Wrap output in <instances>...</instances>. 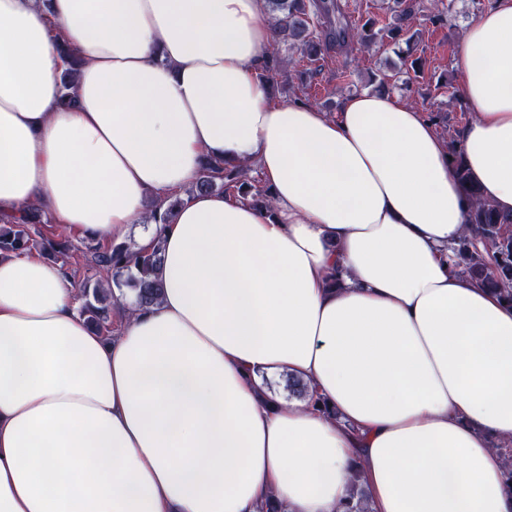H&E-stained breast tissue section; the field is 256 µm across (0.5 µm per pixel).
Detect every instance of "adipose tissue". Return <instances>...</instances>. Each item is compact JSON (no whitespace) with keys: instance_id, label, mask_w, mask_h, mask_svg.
<instances>
[{"instance_id":"adipose-tissue-1","label":"adipose tissue","mask_w":512,"mask_h":512,"mask_svg":"<svg viewBox=\"0 0 512 512\" xmlns=\"http://www.w3.org/2000/svg\"><path fill=\"white\" fill-rule=\"evenodd\" d=\"M273 41L264 0H0V216L163 240L160 301L114 288L109 336L61 264L0 257V512H338L356 465L372 512H512V304L448 260L447 143L387 91L274 100ZM457 65L469 176L512 214V0ZM209 157L257 166L272 208L189 193Z\"/></svg>"}]
</instances>
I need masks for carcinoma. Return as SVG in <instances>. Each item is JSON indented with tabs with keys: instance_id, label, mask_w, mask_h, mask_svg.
Wrapping results in <instances>:
<instances>
[{
	"instance_id": "carcinoma-1",
	"label": "carcinoma",
	"mask_w": 512,
	"mask_h": 512,
	"mask_svg": "<svg viewBox=\"0 0 512 512\" xmlns=\"http://www.w3.org/2000/svg\"><path fill=\"white\" fill-rule=\"evenodd\" d=\"M273 12L276 39L289 40L291 49L300 58L318 59L334 44L356 43L368 47L377 40L394 41L404 31V22L411 14L406 0H397L396 22L379 27L369 18L357 28L350 26L337 0H266ZM292 61L279 57L277 49L267 55L265 65L269 79L288 78ZM80 67L76 58L66 62L61 74L62 102H73L72 89ZM453 174L463 184L471 198L470 230L449 247L448 258L454 268L480 285L512 302V216L503 214L484 200L479 189L471 183L466 170L459 141L450 142ZM230 192L253 205L273 206L270 189L253 183L249 169L229 167L224 161L210 159L201 168L197 180L188 190L194 192ZM178 201L168 205L155 204L146 220L168 224ZM50 219L37 209L23 215L0 219V254L23 253L37 249L56 261L65 260L73 245L63 232L48 230ZM90 263L97 277L94 288L81 290V314L100 333L113 330V315L120 308L106 304L104 293L112 292L111 284L129 286L138 291L140 304L156 303L163 291L159 277L161 247L155 244L150 251H134L126 244L99 245L88 243ZM288 391L301 399H309L312 406L328 415L334 414L328 405L307 391V385L288 378ZM494 450L504 470L506 481L512 485V444L499 443ZM351 493L342 506V512H371L368 494L363 487L362 472L356 468L351 476Z\"/></svg>"
}]
</instances>
